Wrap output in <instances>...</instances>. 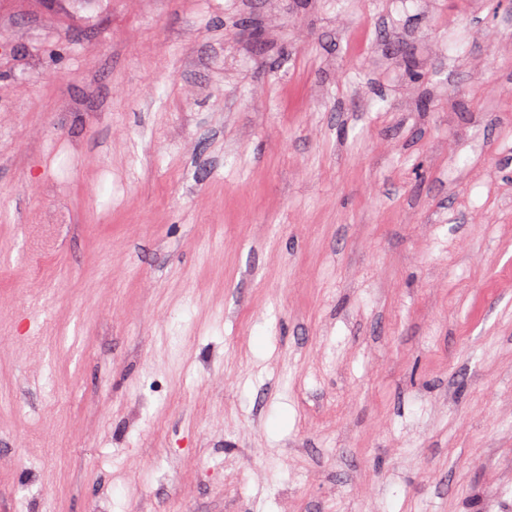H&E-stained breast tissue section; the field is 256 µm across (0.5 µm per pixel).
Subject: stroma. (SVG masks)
I'll use <instances>...</instances> for the list:
<instances>
[{
  "label": "stroma",
  "instance_id": "1",
  "mask_svg": "<svg viewBox=\"0 0 512 512\" xmlns=\"http://www.w3.org/2000/svg\"><path fill=\"white\" fill-rule=\"evenodd\" d=\"M0 512H512V7L0 0Z\"/></svg>",
  "mask_w": 512,
  "mask_h": 512
}]
</instances>
